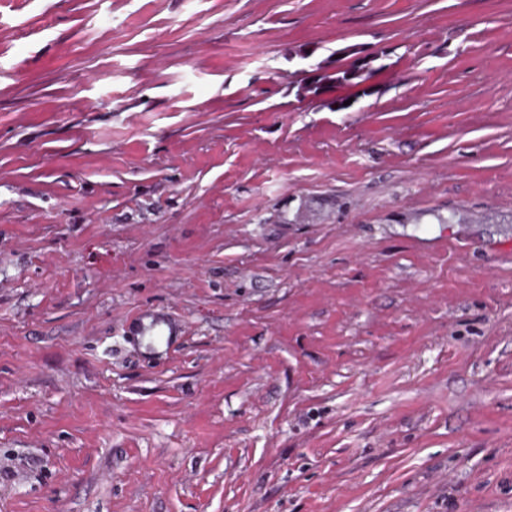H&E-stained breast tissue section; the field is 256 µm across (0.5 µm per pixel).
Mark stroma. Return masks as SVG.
<instances>
[{"instance_id":"stroma-1","label":"stroma","mask_w":512,"mask_h":512,"mask_svg":"<svg viewBox=\"0 0 512 512\" xmlns=\"http://www.w3.org/2000/svg\"><path fill=\"white\" fill-rule=\"evenodd\" d=\"M0 512H512V0H0Z\"/></svg>"}]
</instances>
